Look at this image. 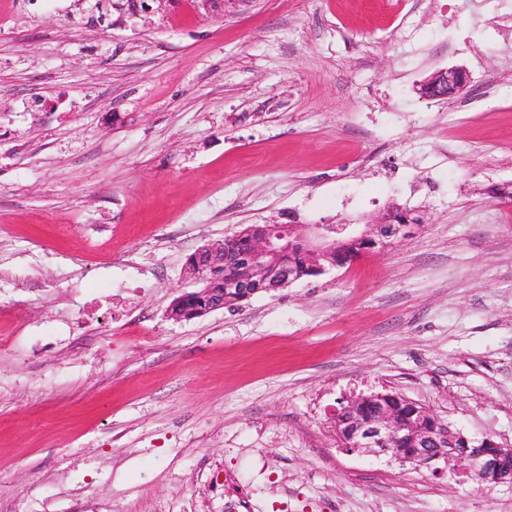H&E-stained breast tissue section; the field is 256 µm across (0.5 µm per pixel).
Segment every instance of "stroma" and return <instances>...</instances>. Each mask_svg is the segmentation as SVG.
<instances>
[{
    "instance_id": "obj_1",
    "label": "stroma",
    "mask_w": 512,
    "mask_h": 512,
    "mask_svg": "<svg viewBox=\"0 0 512 512\" xmlns=\"http://www.w3.org/2000/svg\"><path fill=\"white\" fill-rule=\"evenodd\" d=\"M0 0V507L512 512V485L346 449L394 391L512 447V35L493 0ZM465 67L468 91L420 97ZM422 221L187 322L240 224ZM96 299L109 330L72 336ZM140 325L147 340L126 337ZM470 78L462 67L442 68L433 72L420 85L418 93L428 99H447L464 94L469 88Z\"/></svg>"
}]
</instances>
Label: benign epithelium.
Returning <instances> with one entry per match:
<instances>
[{"label": "benign epithelium", "mask_w": 512, "mask_h": 512, "mask_svg": "<svg viewBox=\"0 0 512 512\" xmlns=\"http://www.w3.org/2000/svg\"><path fill=\"white\" fill-rule=\"evenodd\" d=\"M470 78L462 67L442 68L433 72L418 88L428 99H446L467 91ZM404 210L396 203L387 205L373 219L359 228L355 224H340L336 233L326 224H289L268 226L246 248L234 247L221 255V288H207L212 297V310L224 308V297L238 295L245 298L254 294V283H266L276 290L286 288L298 280L295 268L288 264V253L301 246L309 265L319 274L340 268L355 259L343 255L339 237L371 249L370 240L381 235L389 224L401 223ZM374 399L379 409L367 419L358 420L345 439L346 447L362 454L389 455L401 463L428 464L436 459L447 463H462L466 475L481 484L512 485V448H506L490 437L472 440L462 434L448 435V426L424 405L406 400L412 407L416 422L411 424L409 447H399L400 433L405 424L398 420L399 409L386 403L385 395Z\"/></svg>", "instance_id": "benign-epithelium-1"}]
</instances>
